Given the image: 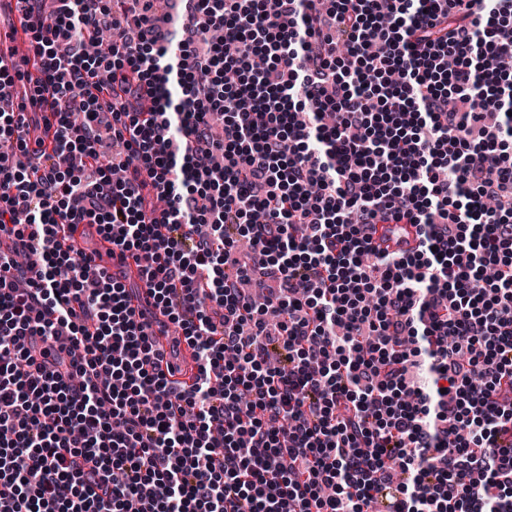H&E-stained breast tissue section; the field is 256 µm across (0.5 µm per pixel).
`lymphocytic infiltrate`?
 I'll return each instance as SVG.
<instances>
[{
	"mask_svg": "<svg viewBox=\"0 0 512 512\" xmlns=\"http://www.w3.org/2000/svg\"><path fill=\"white\" fill-rule=\"evenodd\" d=\"M43 2L53 132L0 108V512H512V0ZM127 264L122 265L117 256L109 258L104 251L102 257H96L95 263L105 268L109 273L122 276L120 270H124L126 274L132 275V278H124L127 287L130 288L131 284L134 285L135 291L133 296V303L137 305L140 311H143L145 317L142 319L145 326V332L148 336L159 343L162 351L167 349V339L161 335L164 328L170 329V323L160 311L154 306L153 298L151 297L148 287L144 281L140 280L137 276L136 262L132 256L127 258Z\"/></svg>",
	"mask_w": 512,
	"mask_h": 512,
	"instance_id": "1",
	"label": "lymphocytic infiltrate"
}]
</instances>
